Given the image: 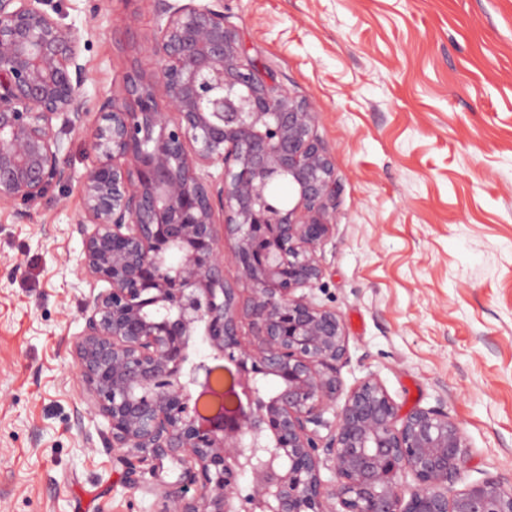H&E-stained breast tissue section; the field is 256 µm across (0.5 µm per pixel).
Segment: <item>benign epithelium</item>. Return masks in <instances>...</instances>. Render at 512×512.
Here are the masks:
<instances>
[{"instance_id": "benign-epithelium-1", "label": "benign epithelium", "mask_w": 512, "mask_h": 512, "mask_svg": "<svg viewBox=\"0 0 512 512\" xmlns=\"http://www.w3.org/2000/svg\"><path fill=\"white\" fill-rule=\"evenodd\" d=\"M157 2V69L128 71L92 121L80 37L47 0H0V206L67 185L61 133L91 130L78 267L107 287L75 375L129 483L170 459L185 468L159 512H512L494 479L454 488L466 437L448 413H403L371 377L343 392L344 324L314 294L339 191L315 106L246 57L223 6ZM221 368L233 408L205 421L193 392Z\"/></svg>"}]
</instances>
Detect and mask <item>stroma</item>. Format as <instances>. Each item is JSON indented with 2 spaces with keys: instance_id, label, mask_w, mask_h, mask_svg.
Returning <instances> with one entry per match:
<instances>
[{
  "instance_id": "35a3bbf8",
  "label": "stroma",
  "mask_w": 512,
  "mask_h": 512,
  "mask_svg": "<svg viewBox=\"0 0 512 512\" xmlns=\"http://www.w3.org/2000/svg\"><path fill=\"white\" fill-rule=\"evenodd\" d=\"M223 2L247 55L318 107L336 162L315 295L344 323V389L372 377L402 410L447 411L466 435L460 485L512 486V0ZM65 12L90 112L129 68L154 70V0ZM62 139L70 185L27 220L0 206V512H158L151 489L182 464L130 486L107 420L75 419L94 289L75 221L93 153L88 131Z\"/></svg>"
}]
</instances>
